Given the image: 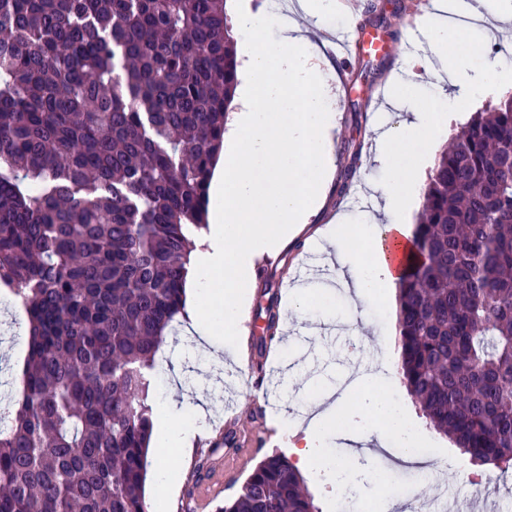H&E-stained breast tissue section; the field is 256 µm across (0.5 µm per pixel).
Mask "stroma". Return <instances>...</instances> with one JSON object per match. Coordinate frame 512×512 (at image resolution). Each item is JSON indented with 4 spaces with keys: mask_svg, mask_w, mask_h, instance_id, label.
<instances>
[{
    "mask_svg": "<svg viewBox=\"0 0 512 512\" xmlns=\"http://www.w3.org/2000/svg\"><path fill=\"white\" fill-rule=\"evenodd\" d=\"M388 18L383 27L369 29V43L361 45L351 67L336 65L329 80L330 98L338 105L340 117L334 140L337 166L355 160L357 172L345 196L328 189L326 204L316 219L317 225L334 222L337 214L359 215L369 207L365 193L370 182L383 180L384 170L371 161V148L380 125L396 123L399 115L416 106L417 96L393 98V84L414 76L420 88H428L434 76L426 65L432 47L425 29L410 32L409 23L429 11L430 4L445 5L454 11V0H384ZM321 253L307 235L288 241L274 255L257 260L255 294L246 312L245 331L232 337L231 349L223 363H215L201 347L197 335L179 333L155 367L154 396L156 404L168 401L201 403L200 420L204 430L186 460L169 456L171 467H183V485L172 503L173 512H216L225 500L234 497L263 454L288 453L293 438L282 433L272 419L274 408L290 409L293 404H310L337 386L342 368L371 364L379 357L398 363L396 314L392 307L396 294L386 302L365 303L359 317L368 323L362 338L365 352L354 355L348 333L356 315L348 308L345 291L336 287L334 275L309 274L308 282L329 286L322 299L312 301L304 317L288 310L289 283L302 265L319 264ZM275 304L280 319L271 347L257 350L255 343L264 322L258 318L259 308ZM260 367L266 373L269 391L265 399L254 400L244 366ZM385 397L394 398L406 409L410 424L420 433L428 454L424 468L404 462L399 449L375 452L366 459H356L349 449L331 447L330 453L348 471L366 470L369 475H382L380 489H373L368 479L351 485L330 483L317 472H309L304 484L313 496L319 512H339L341 504L351 499L363 501L379 495L387 500H407L409 495L436 504L442 501L462 504L466 512H488L482 505L472 504L470 479L479 473L498 477L497 469L479 465L455 448L448 437L433 428L410 397L403 381L386 386ZM241 416L237 445L228 451L217 443L224 427L226 412ZM205 464L200 481H193L197 464ZM444 468V481L433 482L425 468Z\"/></svg>",
    "mask_w": 512,
    "mask_h": 512,
    "instance_id": "1",
    "label": "stroma"
}]
</instances>
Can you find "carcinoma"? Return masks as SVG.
Instances as JSON below:
<instances>
[{
	"instance_id": "cac0c4a2",
	"label": "carcinoma",
	"mask_w": 512,
	"mask_h": 512,
	"mask_svg": "<svg viewBox=\"0 0 512 512\" xmlns=\"http://www.w3.org/2000/svg\"><path fill=\"white\" fill-rule=\"evenodd\" d=\"M228 0H0V289L31 342L0 512H149L153 373L236 84ZM398 282L423 416L512 469V96L441 153ZM220 512H318L265 456Z\"/></svg>"
}]
</instances>
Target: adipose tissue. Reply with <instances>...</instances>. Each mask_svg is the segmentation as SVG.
<instances>
[{
  "mask_svg": "<svg viewBox=\"0 0 512 512\" xmlns=\"http://www.w3.org/2000/svg\"><path fill=\"white\" fill-rule=\"evenodd\" d=\"M422 24L448 82L434 84L429 101L378 134L373 161L387 176L372 186L373 213L338 217L322 235V247L333 251L340 285L362 301L385 298L398 283L389 237L410 235L407 217L419 200L417 174L428 164L430 148L443 142L449 113L488 84L512 82V72L471 60L468 48L480 41V27H458L431 14ZM235 27L238 83L224 133V158L210 179L209 232L192 257L187 282L192 312L209 310L208 321H196L195 332L217 348L242 325L256 260L322 208L335 173L331 144L338 120L324 92L333 65L292 16L248 8ZM269 29L275 32L271 41L263 38ZM393 373L392 365L379 361L369 369L347 370V393L366 419L359 431L342 428L332 403L299 421L280 417L281 427L300 437L292 446L294 468L304 473L317 465L326 481L343 483L346 473L323 453L332 441H343L357 457L389 443L403 451L411 448L416 434L402 408L379 395L381 386L392 383ZM197 413V406L167 403L156 429L158 445L189 454L201 432Z\"/></svg>",
  "mask_w": 512,
  "mask_h": 512,
  "instance_id": "ef3b65f1",
  "label": "adipose tissue"
}]
</instances>
